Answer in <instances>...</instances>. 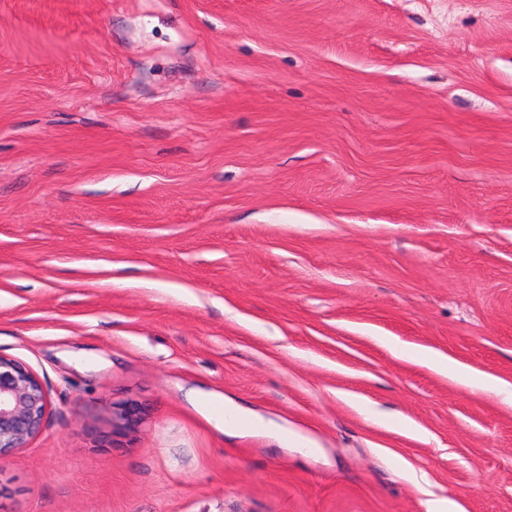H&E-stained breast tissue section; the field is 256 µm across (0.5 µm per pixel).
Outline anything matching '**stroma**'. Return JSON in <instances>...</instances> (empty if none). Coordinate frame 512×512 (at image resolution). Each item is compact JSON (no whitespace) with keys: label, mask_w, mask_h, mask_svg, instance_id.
<instances>
[{"label":"stroma","mask_w":512,"mask_h":512,"mask_svg":"<svg viewBox=\"0 0 512 512\" xmlns=\"http://www.w3.org/2000/svg\"><path fill=\"white\" fill-rule=\"evenodd\" d=\"M432 353L512 385V0H0V512H512ZM48 394L37 376L21 363L0 355V459L42 429Z\"/></svg>","instance_id":"35a3bbf8"}]
</instances>
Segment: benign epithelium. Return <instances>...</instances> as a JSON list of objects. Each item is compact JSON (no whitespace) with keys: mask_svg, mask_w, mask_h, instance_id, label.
I'll return each instance as SVG.
<instances>
[{"mask_svg":"<svg viewBox=\"0 0 512 512\" xmlns=\"http://www.w3.org/2000/svg\"><path fill=\"white\" fill-rule=\"evenodd\" d=\"M48 405L37 376L0 356V458L25 447L41 431Z\"/></svg>","mask_w":512,"mask_h":512,"instance_id":"obj_1","label":"benign epithelium"}]
</instances>
